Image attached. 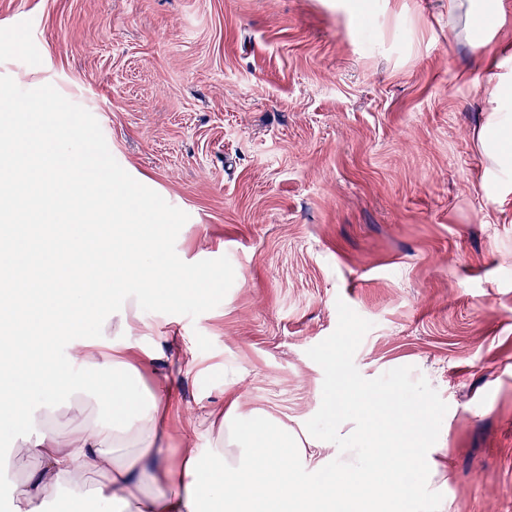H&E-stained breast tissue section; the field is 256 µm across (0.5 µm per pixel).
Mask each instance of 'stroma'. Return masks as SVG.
<instances>
[{
    "mask_svg": "<svg viewBox=\"0 0 512 512\" xmlns=\"http://www.w3.org/2000/svg\"><path fill=\"white\" fill-rule=\"evenodd\" d=\"M489 43L448 0H0V75L51 84L135 180L188 215L175 250L228 257L197 318L122 307L176 401L165 447L205 448L230 400L331 438L342 377L439 429L442 489L400 512H512V0ZM340 369H332L329 355ZM61 401L60 432L105 413ZM0 512L37 457L8 453ZM496 131L495 140L500 144V150L497 153V160L500 164L511 165L512 164V138L510 136V121L496 122L494 126Z\"/></svg>",
    "mask_w": 512,
    "mask_h": 512,
    "instance_id": "obj_1",
    "label": "stroma"
}]
</instances>
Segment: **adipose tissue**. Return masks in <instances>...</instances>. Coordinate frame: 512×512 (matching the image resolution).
<instances>
[{
  "instance_id": "1",
  "label": "adipose tissue",
  "mask_w": 512,
  "mask_h": 512,
  "mask_svg": "<svg viewBox=\"0 0 512 512\" xmlns=\"http://www.w3.org/2000/svg\"><path fill=\"white\" fill-rule=\"evenodd\" d=\"M42 138L23 166L0 167V180L23 183L28 199L26 209H13L10 219L20 223L31 212L50 211L63 217L66 229L47 242L0 237L1 247H24L31 258L23 271L0 270V416L27 422L87 393L111 410L64 435L48 426L34 436L20 435L11 455L41 459L19 492L25 512H40L64 488L78 504L94 496L102 512H394L408 488L434 485V427L420 423L419 439L398 435L393 416H380L372 407L378 391L362 383L348 386L345 407L327 409L334 418L359 422L355 434L337 441L331 469H306L308 453L286 425L246 420L232 410L208 454L186 448L167 456L161 442L173 398L163 388L142 386L138 370L153 352L130 341L125 322L108 350H91L85 337L97 309L128 280H137L146 297L167 307L183 295L168 292L165 281L200 284L205 275L160 261L165 226L143 228L139 215L147 203L129 201L111 173L90 181L73 172L68 189L58 191L62 158L83 149L86 138L79 132L61 137L48 127ZM117 239L129 245L119 255L110 248ZM60 286L62 299L49 296V289ZM42 323L58 343L72 348L68 367L56 368L51 356L35 354L32 336ZM94 367L111 368L112 374L85 385L79 372ZM283 458L289 470L278 467ZM399 461L412 464L411 476L396 470ZM88 470L104 479L91 493L85 488Z\"/></svg>"
}]
</instances>
